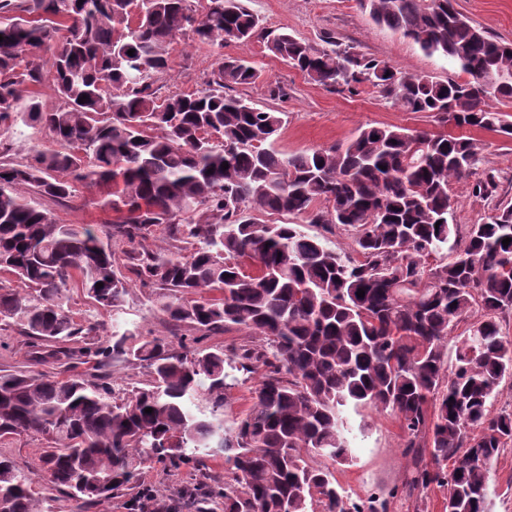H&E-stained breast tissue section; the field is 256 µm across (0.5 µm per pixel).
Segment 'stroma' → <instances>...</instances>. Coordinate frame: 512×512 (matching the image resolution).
Wrapping results in <instances>:
<instances>
[{"instance_id":"stroma-1","label":"stroma","mask_w":512,"mask_h":512,"mask_svg":"<svg viewBox=\"0 0 512 512\" xmlns=\"http://www.w3.org/2000/svg\"><path fill=\"white\" fill-rule=\"evenodd\" d=\"M259 17L266 31L288 32L316 47H324L331 36L341 46H352L368 57L389 62L407 72L429 73L438 78L458 77L455 64L438 55L425 54L418 45L393 31L375 25L361 12L356 0H243ZM458 9L478 27L497 39L512 43V0H456ZM225 54L255 61L260 76L250 85L234 86L235 95L256 107L285 115V122L274 143L276 149L296 153L305 149L329 147L353 138L367 125H393L412 130L439 133L441 127L424 113L403 111L386 100L377 89L363 84L356 90H327L308 81L297 69L270 52L263 39L245 44L230 43ZM169 68L161 76V96L187 94L199 90L215 52L208 46L181 37L169 46ZM462 135L477 140L480 160L470 175L452 184L456 201L455 219L460 224L487 221L497 203L512 204V139L498 133L462 128ZM494 176L498 185L494 196L474 193L476 183ZM95 190L79 187L66 204L49 203L60 224H100L109 212L97 203ZM149 291L134 285L122 310L112 313L96 310L77 287L70 288V307L76 320L96 315L105 325L102 338H110L113 326L140 325L145 334L166 336L171 332L148 300ZM349 435L353 459L337 466L335 476L355 498L378 494L389 498V512H446L439 490L430 489L405 497L402 489L413 469L411 457L401 448L403 432L393 416L369 406L349 410ZM491 512H512V445L504 448L489 483Z\"/></svg>"}]
</instances>
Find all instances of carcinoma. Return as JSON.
Wrapping results in <instances>:
<instances>
[{"mask_svg":"<svg viewBox=\"0 0 512 512\" xmlns=\"http://www.w3.org/2000/svg\"><path fill=\"white\" fill-rule=\"evenodd\" d=\"M357 3L461 76L413 74L288 33L268 49L325 89L369 84L443 126L512 135L495 107L512 104V43L455 0ZM188 33L215 49L205 87L162 99L168 47ZM0 36V126H39L56 144L0 154V273L21 284L0 288V321L53 346L49 357L71 371L0 373L1 448L45 439L42 477L85 507L127 496L132 512H157L166 493L163 512H387L353 499L330 468L351 461L349 409L371 406L395 416L414 459L405 496L438 488L448 512H489L490 473L512 443V411L493 412L512 376L500 325L512 316V242L502 244L512 205L482 224L455 222L450 185L469 176L479 143L371 126L346 144L276 151L281 113L225 92L259 77L223 52L264 36L243 0H0ZM47 80L58 106L27 94ZM78 185L98 191L110 222L58 224L42 206ZM302 222L352 229L355 255ZM160 228L161 245L143 247ZM135 279L175 330L235 326L258 344L177 352L136 326L98 342L100 323L73 316L70 284L114 312ZM116 355L146 366L150 382L112 387ZM235 370L261 376L251 408L226 426ZM217 448L222 475L207 464ZM157 465L193 478L171 491L144 483ZM31 485L0 454V512H42Z\"/></svg>","mask_w":512,"mask_h":512,"instance_id":"1","label":"carcinoma"}]
</instances>
